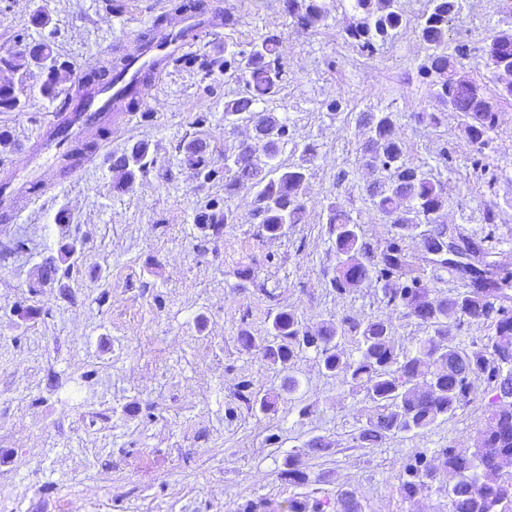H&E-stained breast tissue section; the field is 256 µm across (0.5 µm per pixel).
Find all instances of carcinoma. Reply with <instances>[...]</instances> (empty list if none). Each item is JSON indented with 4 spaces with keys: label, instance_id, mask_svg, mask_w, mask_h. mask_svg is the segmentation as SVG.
I'll return each mask as SVG.
<instances>
[{
    "label": "carcinoma",
    "instance_id": "1",
    "mask_svg": "<svg viewBox=\"0 0 512 512\" xmlns=\"http://www.w3.org/2000/svg\"><path fill=\"white\" fill-rule=\"evenodd\" d=\"M353 21L344 29V39L368 56L377 51L404 21L400 0H351ZM288 16L306 28H316L327 19L322 0H284ZM462 0H427L418 23V34L430 53L419 73L431 79L435 97L467 126L477 149L485 145L498 117L483 88L471 75L463 59L467 53L456 48L448 52V31L460 18ZM280 36L264 35L249 49L224 46V69H234L245 78L246 94L225 102L224 123L232 124L245 113L252 114L255 130L266 139L265 160L259 161L248 146L224 154V188L255 192L256 214L270 236H278L287 224H298L304 213L302 200L308 168L305 164L285 166L279 159L281 144L288 136L287 120L275 112L258 109L259 103L275 96L283 81L284 69L278 54ZM485 67L497 72L512 66V29L500 31L484 49ZM46 72L40 95L55 98L58 85L67 80L69 69L58 62L47 43H34L24 51L0 55V67L18 74V83L0 85V112H12L22 104L31 66ZM371 133L364 150L366 164L376 161L392 170L388 182H373L367 192L379 211L388 218L393 237L377 249L366 242L349 213L340 203L328 204V240L336 253L331 288L344 295L368 280L381 284L382 301L403 318L414 319L426 333L411 350H404L392 337L394 322L389 318L357 320L341 316L324 323L316 333L308 331L303 316L286 305L269 316L264 337L248 331L238 336L246 350L280 372L288 373L282 390L301 388L291 374L297 352L311 349L326 374L340 377L363 393L368 403L365 422L353 437L359 448H375L388 439L408 433H425L453 417L472 402L471 377L485 383L489 395L483 423L471 448L448 446L432 456L418 452L407 459L397 476L400 493L411 498L433 486L448 497L449 512H505L512 505V388L503 390L504 376L512 374V307L505 289L497 287L493 269H477L474 277L484 288L456 291L448 297H433L423 279L414 274L400 242L418 227L422 215L433 228L424 234L426 249L436 246L444 225L438 223L446 206L443 187L431 174L406 159L393 113L368 117ZM184 162L202 171L207 166V145L193 139L183 146ZM148 144L137 142L112 156V168L121 172L118 190L129 188L138 175L146 173ZM234 222L229 211H213L197 217L200 229L217 236L224 225ZM489 324L495 336L488 343L467 347L457 342L454 330L464 322ZM351 338L355 349L344 344ZM236 396L266 413L274 409L279 395L257 397L250 383L241 381ZM329 450L321 436H314L302 448L288 454L280 478L288 485L309 483L303 458ZM282 512H363L354 490L341 488L322 499L296 493L286 500Z\"/></svg>",
    "mask_w": 512,
    "mask_h": 512
}]
</instances>
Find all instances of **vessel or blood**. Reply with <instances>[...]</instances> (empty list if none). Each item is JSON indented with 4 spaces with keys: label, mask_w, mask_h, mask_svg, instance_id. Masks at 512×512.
Listing matches in <instances>:
<instances>
[{
    "label": "vessel or blood",
    "mask_w": 512,
    "mask_h": 512,
    "mask_svg": "<svg viewBox=\"0 0 512 512\" xmlns=\"http://www.w3.org/2000/svg\"><path fill=\"white\" fill-rule=\"evenodd\" d=\"M219 16V10L204 8L185 15L181 28L155 29L150 50L139 49L130 54L126 67L113 74L108 90L94 85L82 90L79 102H65L42 133V140H59L63 132L78 123L80 106L91 107L88 121L99 124L106 119L108 111L119 112L130 99H144L151 85L150 78L157 74L160 63L187 55L197 31L212 26Z\"/></svg>",
    "instance_id": "1"
}]
</instances>
